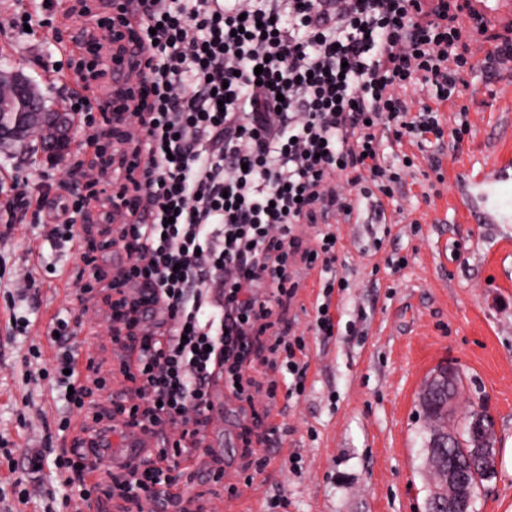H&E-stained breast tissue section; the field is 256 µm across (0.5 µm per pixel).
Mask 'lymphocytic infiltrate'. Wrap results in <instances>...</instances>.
I'll return each mask as SVG.
<instances>
[{"label": "lymphocytic infiltrate", "instance_id": "obj_1", "mask_svg": "<svg viewBox=\"0 0 512 512\" xmlns=\"http://www.w3.org/2000/svg\"><path fill=\"white\" fill-rule=\"evenodd\" d=\"M100 3L66 0L61 11L65 22L92 21L81 42L92 76L69 103L123 113L131 128L116 166L100 171L121 188L111 242L128 262L111 275L90 254L82 261L117 294L113 335L140 323L145 332L129 374L140 405L119 400L91 420L156 434L183 425L180 442L114 478L128 500L149 502L165 463L206 433L216 382L251 401L243 366L257 343L288 374V394L302 396L306 344L286 315L294 266L320 272L312 328L327 335L333 291L348 285L330 218L401 188L381 161L384 134L421 149L469 134L464 117L447 131L431 107L410 115L407 93L450 100L476 66L453 52L460 29L448 0H119L117 25L99 17ZM15 189L21 211L78 240L77 190ZM301 224L312 239L296 234ZM55 329V385L80 410L94 366H79L68 321Z\"/></svg>", "mask_w": 512, "mask_h": 512}]
</instances>
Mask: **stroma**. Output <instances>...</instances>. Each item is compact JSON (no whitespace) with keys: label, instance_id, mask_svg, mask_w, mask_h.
<instances>
[{"label":"stroma","instance_id":"35a3bbf8","mask_svg":"<svg viewBox=\"0 0 512 512\" xmlns=\"http://www.w3.org/2000/svg\"><path fill=\"white\" fill-rule=\"evenodd\" d=\"M463 34L455 54L481 59L485 48L512 44V0L484 14L480 0H459ZM37 15L30 30L11 27L16 12ZM53 15L41 0H0V68L23 71L39 85L49 109H66L75 87L70 51L82 20L53 30ZM512 74L475 73L462 95L439 104L438 119L464 112L472 126L459 147H444L438 168L410 142L385 141L382 162L398 165L402 154H416V166L403 178L394 201L376 207L361 201L349 220L334 224L342 250L336 263L347 289L334 291L339 333L314 334L311 320L319 292L318 274L298 269L297 293L287 314L307 343V389L290 397L282 376L265 357L247 366L256 403L269 386L277 398L259 428L252 453L239 440L250 423L247 404L217 388L220 413L211 423L203 452L177 459L181 477L166 490L158 512H251L254 504L283 495L280 512H424L430 484L424 465L429 421L419 405L425 380L437 367L459 369L463 388L456 413L485 407L495 422L497 448L512 446V223L480 224L456 208L462 191L456 174L480 169L496 149L512 150V111L494 90ZM96 174L93 154L81 171L58 164L28 144L0 146V205L13 198L15 181L30 185L68 183L88 188ZM406 257L404 267L393 258ZM83 263L70 243L59 241L36 213L8 227L0 222V512H62L65 486L54 464H45L34 483L40 492L21 501L17 479L26 477V451L53 435L55 448L82 437L80 419L59 431L68 409L44 379L54 347L46 333L53 322L79 316L71 342L80 359H94L108 379L103 391L85 398L88 410L108 409L111 399L135 401L120 371L131 352L112 343L106 319L112 291L97 284L95 297L78 302L75 277ZM35 282L31 298L13 303L21 275ZM30 322L27 334L12 336L14 317ZM42 356L25 365L31 346ZM301 456L292 470L291 456ZM267 457L255 471L253 457ZM222 469L221 479L211 472ZM476 512H512V474L497 461L496 476L481 490Z\"/></svg>","mask_w":512,"mask_h":512}]
</instances>
